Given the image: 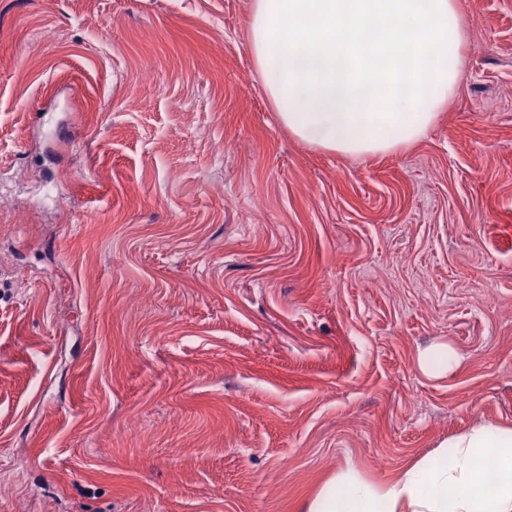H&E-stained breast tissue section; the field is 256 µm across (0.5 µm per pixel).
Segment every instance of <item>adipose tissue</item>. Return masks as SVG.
Returning a JSON list of instances; mask_svg holds the SVG:
<instances>
[{"instance_id":"ef3b65f1","label":"adipose tissue","mask_w":512,"mask_h":512,"mask_svg":"<svg viewBox=\"0 0 512 512\" xmlns=\"http://www.w3.org/2000/svg\"><path fill=\"white\" fill-rule=\"evenodd\" d=\"M455 0H252L250 42L279 122L351 157L420 141L458 90ZM307 512H512V425L442 442L383 485L348 471Z\"/></svg>"}]
</instances>
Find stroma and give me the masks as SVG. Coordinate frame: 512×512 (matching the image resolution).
Masks as SVG:
<instances>
[{
	"label": "stroma",
	"instance_id": "stroma-1",
	"mask_svg": "<svg viewBox=\"0 0 512 512\" xmlns=\"http://www.w3.org/2000/svg\"><path fill=\"white\" fill-rule=\"evenodd\" d=\"M457 7L455 97L353 158L251 0H0V512H306L512 424V0ZM460 362L458 353L448 345H435L421 354L420 368L430 376H443L454 370Z\"/></svg>",
	"mask_w": 512,
	"mask_h": 512
}]
</instances>
